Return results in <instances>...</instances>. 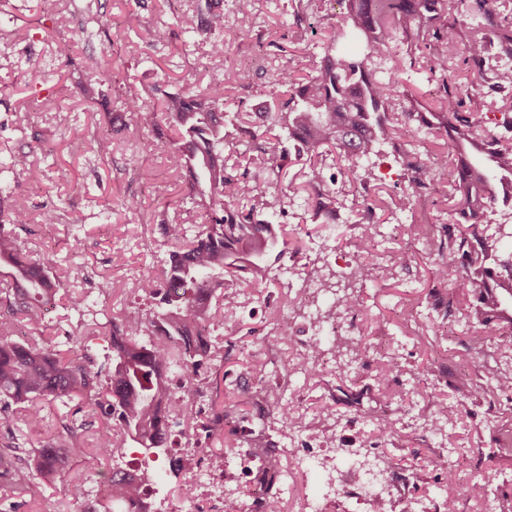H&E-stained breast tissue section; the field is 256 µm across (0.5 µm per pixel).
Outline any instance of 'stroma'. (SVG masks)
Here are the masks:
<instances>
[{
  "mask_svg": "<svg viewBox=\"0 0 512 512\" xmlns=\"http://www.w3.org/2000/svg\"><path fill=\"white\" fill-rule=\"evenodd\" d=\"M201 0H0V205L22 208L28 221L13 230L31 257L46 259L64 288L48 305L40 324L19 323L16 338L34 339L66 350V334L78 321L67 302L68 293L85 296L97 312L98 327L87 330L86 344L97 362L109 352L102 325L123 311L147 312L150 304L137 297L135 283L142 276L160 274L173 248L162 227L179 223L187 236H195L203 221L183 178L174 175L168 159V134L137 127L125 104L127 85L141 92L143 105L157 102V90L172 92L183 85L198 88L220 82L229 112L247 114L258 122L273 109L274 72L301 74L314 49L328 45L336 35L343 10L338 0H255L256 21L251 34L231 39L237 23L236 0H215L220 22L207 31L188 33L179 24L183 14L195 12ZM164 30L156 39L155 30ZM224 40L223 57L211 55L212 42ZM109 55L122 71L121 80L100 76L96 59ZM247 79H240V72ZM157 141L152 152L141 144ZM31 154L33 168L19 175L10 159ZM404 171L398 158L385 154L378 165L362 173L359 194L379 199V216L394 224L403 216ZM286 212L276 219L277 234L288 241L287 270L311 274V267H296L297 249L310 247L311 232L320 230L312 219L305 195H295ZM54 213V223L44 222ZM306 233H297V225ZM80 239L82 250L69 244ZM435 248L422 249L417 263L397 271L394 280L361 288L355 338L368 347L358 362L354 382L342 384L326 374L319 378L292 376L289 388L301 397L305 421L331 428L339 447L350 453H372L405 473L418 496L440 499L438 458L451 456L458 485L471 478L492 480L496 497H512V448L503 449L502 434L512 430V401L482 394L490 373L512 370V336L493 333L485 352L472 350L467 335L455 323H434L416 331L400 316L414 306L428 311L435 299H447L446 286L433 282L430 270L437 260ZM264 311L233 323L216 336L224 347L225 368L250 379L253 367L265 372L282 370L297 348V334L309 323L305 314L287 319L295 329L286 343L270 349L250 344V330L265 333ZM398 340L404 374L388 383L391 392L407 389V372L432 366V395L425 410L434 405L462 402V413L438 438L405 416L402 434L386 439L368 426L366 412L391 410L374 382L391 340ZM365 392L363 407L351 408L339 400V390ZM333 404L336 418H319L317 409ZM72 401H38L34 409L0 414V443L16 436L19 447L44 448L60 439L65 426L76 428L79 447L97 451V417L76 413ZM126 460L162 475L156 502L181 505L192 512L194 493L187 478L170 480L163 460H150L134 442H126ZM112 473V462L102 459L99 472L88 475L73 464L62 481L48 485L32 478L21 512H84L87 499H75L74 486L97 491Z\"/></svg>",
  "mask_w": 512,
  "mask_h": 512,
  "instance_id": "obj_1",
  "label": "stroma"
}]
</instances>
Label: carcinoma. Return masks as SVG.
I'll list each match as a JSON object with an SVG mask.
<instances>
[{
	"label": "carcinoma",
	"instance_id": "obj_1",
	"mask_svg": "<svg viewBox=\"0 0 512 512\" xmlns=\"http://www.w3.org/2000/svg\"><path fill=\"white\" fill-rule=\"evenodd\" d=\"M344 4L340 25L361 44L363 52L338 51L334 45L322 55H312L311 70L300 76L283 71L274 75L273 86L283 89L286 100L275 113L271 127L260 132L239 123L236 137L225 131L224 86L213 83L204 89L187 88L164 93L160 108L140 104L139 92L130 87L126 104L133 112L135 124L155 128L165 121L177 138L168 149L172 170L187 177L192 198L203 212L205 224L183 245L186 236L182 224L165 225L166 237L179 245L169 253L161 276L146 275L136 283L138 294L149 300L152 311L112 319L108 362L97 364L84 349V328L78 322L68 333L69 353L41 342L20 343L12 340L20 314L33 323L40 319L42 306L57 291L46 293V265L29 259L17 238L0 224V282L5 284L8 312L0 314V410L34 405L38 400L78 399L77 410L85 407L102 419L97 432L100 453L114 459L124 457L125 448L118 443L115 431L122 432L143 448L144 453L168 463L167 473L178 478L196 464L194 448H178L177 440L197 429L206 438L224 437L227 449L258 464L259 481L269 495L266 512H280L282 497L277 492L278 471L275 458L265 448V436L255 429L258 422L273 419L294 430L301 421L292 402L281 397V384L264 370L253 373L258 387L249 394L239 392V377L224 369V354L213 345V333L237 321L245 301L237 289L244 282L261 288L269 281L270 267L258 260L270 255L276 245L278 262L288 254V241H278L270 218L283 210L284 197L276 190L287 168L288 153L283 140L293 143L296 158H306L308 176L301 191L314 194L312 210L328 222L336 220L342 207L346 183L356 179L358 171H369L376 159L392 148L406 172L404 197L408 209L441 180L448 170L445 152L423 162L403 150L406 142L425 133L443 140L453 155L454 181L449 195L458 199L459 207L451 212L446 238L434 241V225L415 219L408 224V235L419 244L437 245L441 261L432 268L433 281L451 286L441 320H460L477 351L486 346L484 330L492 325L512 326V256L499 254L497 244L512 237L508 225L500 224L492 233L480 228L481 219L497 205H512V118L491 124L485 95H463L450 80L451 51L464 45V61L471 85L486 82L485 65L494 56H512V24L508 16L496 12L489 0H477L474 14L481 24L462 28L457 16L464 0H339ZM254 0H237V35L244 37L251 29ZM218 14L210 3L192 14L179 18L187 32L212 24ZM398 38L413 47L409 60L401 59L376 76L372 64L387 57L391 44ZM421 65L430 80L442 83L443 92L435 108L421 103L406 113L404 120L389 115L397 89V74L406 66ZM492 88H512V67L497 70ZM360 128L364 138L355 150L346 148L349 129ZM266 134L273 141L261 147L257 170L237 176L228 167L225 149L242 147L250 150L249 140ZM336 153L338 175L325 184L315 158L324 151ZM381 209L377 201L361 197V214L371 222L357 225L352 246L358 260L350 278L366 282H386L397 270L414 263L418 253L397 249L380 261L373 255L377 239L383 236L375 220ZM333 301L319 309L320 322L334 324L336 310H360V295L342 288H326ZM268 314L264 336L255 346L283 343L270 329L285 311L299 308V301L288 297L263 299ZM342 339L325 344L317 342L307 351V362L300 370L309 378L323 372L324 357L339 351ZM367 351L362 341L348 349V359L336 361L340 377L357 373L358 356ZM182 363L180 387L172 385L169 374ZM402 372L398 357L386 359L377 374L378 385L393 374ZM434 370L426 367L410 375L407 395L413 400L430 397L427 377ZM481 392L486 395H512V372L492 374ZM210 397L208 407L194 405V398ZM460 411L459 406L438 405L423 415L425 427L435 436ZM368 422L383 437L401 435L399 417L370 414ZM89 474L98 472L99 458L83 454L77 447L74 432L51 448H20L10 441L0 446V490L6 494L27 490L31 471L48 482L61 480L75 457ZM115 470L107 481L106 504L115 512H158L151 498V476L145 469L134 470L130 478Z\"/></svg>",
	"mask_w": 512,
	"mask_h": 512
}]
</instances>
